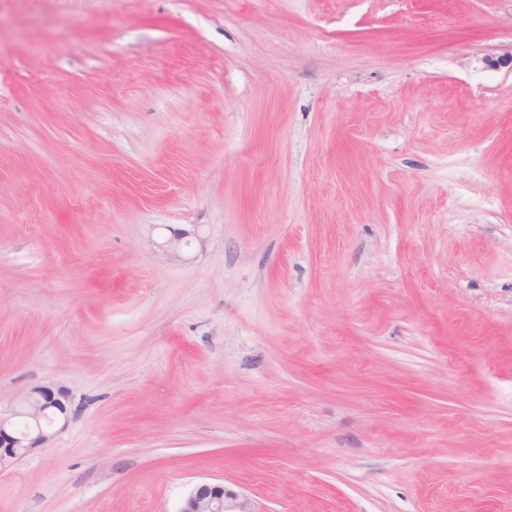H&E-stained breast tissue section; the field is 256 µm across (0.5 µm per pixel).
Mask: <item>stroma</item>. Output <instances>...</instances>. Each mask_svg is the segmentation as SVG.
Returning a JSON list of instances; mask_svg holds the SVG:
<instances>
[{"label":"stroma","instance_id":"1","mask_svg":"<svg viewBox=\"0 0 512 512\" xmlns=\"http://www.w3.org/2000/svg\"><path fill=\"white\" fill-rule=\"evenodd\" d=\"M510 53L512 0H0V406L73 397L0 512H512ZM177 512H252L244 502H237L234 493L224 484H197L184 499Z\"/></svg>","mask_w":512,"mask_h":512}]
</instances>
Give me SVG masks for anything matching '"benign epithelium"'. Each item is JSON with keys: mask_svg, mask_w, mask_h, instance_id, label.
Instances as JSON below:
<instances>
[{"mask_svg": "<svg viewBox=\"0 0 512 512\" xmlns=\"http://www.w3.org/2000/svg\"><path fill=\"white\" fill-rule=\"evenodd\" d=\"M70 392L61 385L31 388L7 412L0 410V471L48 444L69 418ZM178 512H249L219 483L197 484Z\"/></svg>", "mask_w": 512, "mask_h": 512, "instance_id": "7a95c632", "label": "benign epithelium"}]
</instances>
